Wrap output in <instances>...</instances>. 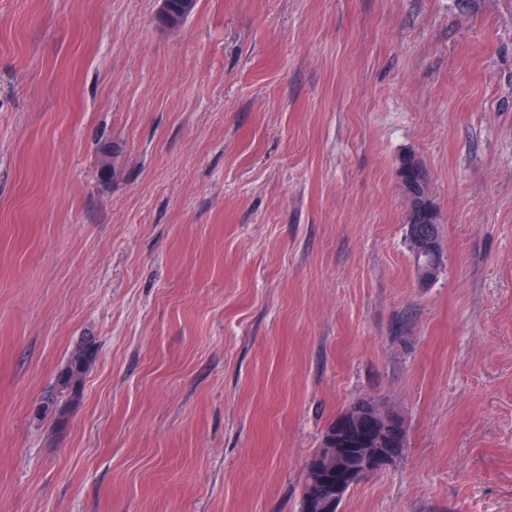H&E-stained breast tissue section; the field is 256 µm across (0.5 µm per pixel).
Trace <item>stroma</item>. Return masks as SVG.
Here are the masks:
<instances>
[{"label":"stroma","mask_w":512,"mask_h":512,"mask_svg":"<svg viewBox=\"0 0 512 512\" xmlns=\"http://www.w3.org/2000/svg\"><path fill=\"white\" fill-rule=\"evenodd\" d=\"M158 6L0 0V512H300L369 397L340 512H512V0ZM197 0H168V8L165 15H159V22L163 26H182L187 19L195 12ZM405 157L402 162L401 157ZM397 164V177L408 204L410 216L407 235L413 257L420 268L419 281L428 283L437 278L444 264V247L440 236V219L431 200L427 169L414 153L402 155ZM435 207V208H434ZM418 214L420 222H417ZM427 224V225H421ZM88 355V349L83 348L71 356L65 370L58 377V384L63 392L69 395L77 393L87 368ZM373 400V404L368 399H361L357 402L362 408L372 407L374 412L368 415L353 414V418L362 419L363 423L369 431L368 443L372 445V448H365L364 460L361 464L360 470H346L342 465L341 461L344 457L348 456L353 448H342L343 440L337 434L336 428V439H329L323 448H318L315 452L320 456L324 450H327L328 456L336 460V502L332 504L333 510L330 509V498L332 492L328 487L320 482H317L312 478L310 473V466L307 464L304 476L303 486V509L306 512H335L337 511L338 502L341 500L343 495L353 487L359 480L370 474L376 473L382 470L384 467L391 463L394 455L391 453V448H383L386 443V439L380 428L378 420L380 419V413L387 409V406L379 402L376 399ZM319 504L318 510H307L312 507L313 504Z\"/></svg>","instance_id":"35a3bbf8"}]
</instances>
